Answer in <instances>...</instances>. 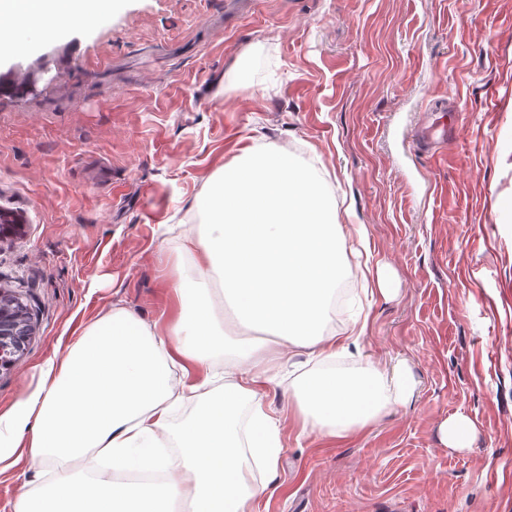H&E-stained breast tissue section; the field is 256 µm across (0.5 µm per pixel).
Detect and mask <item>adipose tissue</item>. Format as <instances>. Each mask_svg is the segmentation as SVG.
Returning <instances> with one entry per match:
<instances>
[{
    "label": "adipose tissue",
    "mask_w": 512,
    "mask_h": 512,
    "mask_svg": "<svg viewBox=\"0 0 512 512\" xmlns=\"http://www.w3.org/2000/svg\"><path fill=\"white\" fill-rule=\"evenodd\" d=\"M103 0H0V20L55 18L83 24ZM210 220L185 247V267L171 283L178 311L166 329L121 306L85 327L60 362L48 363L37 388L0 415L10 428L0 438V462L23 447L31 465H55V488L87 512H255L271 493L248 477L247 458L267 473L283 452L279 423L264 388L293 355L328 362L364 336L353 318L342 332L326 330L327 302L344 270L347 241L363 244L364 226L343 216L286 149H241L207 182L198 199ZM233 320L253 331L228 375L220 321L225 300ZM409 397L402 371L367 364L348 374L309 373L292 386L291 410L303 428L345 440L370 428L385 410ZM202 408L179 426L180 404ZM253 423L242 453L241 407ZM179 448L177 458L159 449ZM112 458V478L75 483L72 463L91 454ZM166 471V482L122 481L130 470Z\"/></svg>",
    "instance_id": "obj_1"
}]
</instances>
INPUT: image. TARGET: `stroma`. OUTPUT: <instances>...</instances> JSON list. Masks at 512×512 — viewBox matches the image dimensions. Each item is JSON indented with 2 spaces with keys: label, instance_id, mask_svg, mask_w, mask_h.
Returning <instances> with one entry per match:
<instances>
[{
  "label": "stroma",
  "instance_id": "1",
  "mask_svg": "<svg viewBox=\"0 0 512 512\" xmlns=\"http://www.w3.org/2000/svg\"><path fill=\"white\" fill-rule=\"evenodd\" d=\"M10 26L0 72L46 58L59 77L0 93V209L24 220L0 241V289L34 327L0 369V413L112 305L162 320L208 176L285 148L395 288H354L366 333L325 367H400L411 395L340 441L302 432L275 378L284 450L257 512H512V0H114L84 25ZM430 124L448 127L436 158L417 147ZM459 413L476 427L462 450L441 437ZM53 479L20 460L0 512Z\"/></svg>",
  "mask_w": 512,
  "mask_h": 512
}]
</instances>
